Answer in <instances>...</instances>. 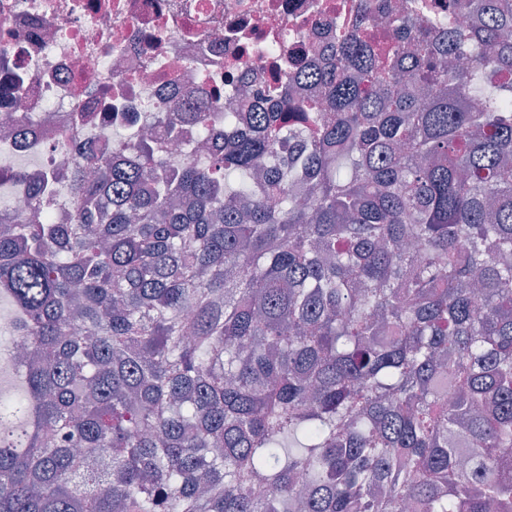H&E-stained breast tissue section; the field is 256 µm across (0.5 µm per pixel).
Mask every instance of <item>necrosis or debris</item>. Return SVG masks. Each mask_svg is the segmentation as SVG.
<instances>
[{
    "instance_id": "4bbe7bcc",
    "label": "necrosis or debris",
    "mask_w": 512,
    "mask_h": 512,
    "mask_svg": "<svg viewBox=\"0 0 512 512\" xmlns=\"http://www.w3.org/2000/svg\"><path fill=\"white\" fill-rule=\"evenodd\" d=\"M365 0H0V201L27 223L29 175L69 184L79 145L112 151L118 134L178 105L220 112L225 77L274 81L304 55L322 62V19L359 20Z\"/></svg>"
}]
</instances>
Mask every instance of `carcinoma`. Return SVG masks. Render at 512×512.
<instances>
[{"instance_id":"obj_1","label":"carcinoma","mask_w":512,"mask_h":512,"mask_svg":"<svg viewBox=\"0 0 512 512\" xmlns=\"http://www.w3.org/2000/svg\"><path fill=\"white\" fill-rule=\"evenodd\" d=\"M456 8L0 209V512H512V0ZM167 157L172 164L177 165L187 159L205 162L209 158V153L199 151L195 142L186 137L179 140V142L172 147ZM47 197L50 200L47 210H50L53 223L72 224L74 215L68 192L62 191Z\"/></svg>"}]
</instances>
